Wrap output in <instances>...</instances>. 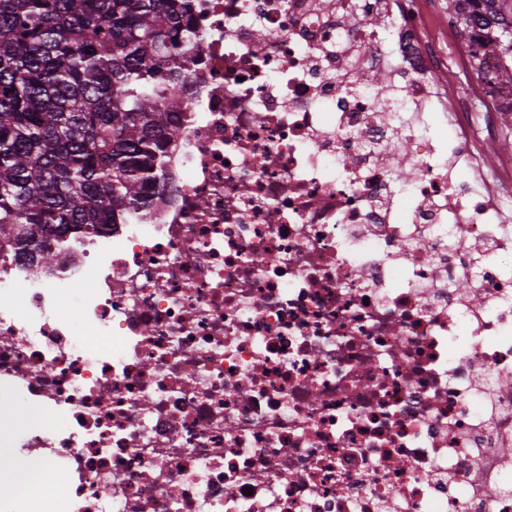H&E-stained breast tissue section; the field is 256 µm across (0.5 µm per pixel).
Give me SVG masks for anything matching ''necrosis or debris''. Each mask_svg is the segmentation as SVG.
Here are the masks:
<instances>
[{
    "label": "necrosis or debris",
    "mask_w": 512,
    "mask_h": 512,
    "mask_svg": "<svg viewBox=\"0 0 512 512\" xmlns=\"http://www.w3.org/2000/svg\"><path fill=\"white\" fill-rule=\"evenodd\" d=\"M192 5L165 203L0 240V447L67 480L20 512H512V155L412 0Z\"/></svg>",
    "instance_id": "obj_1"
}]
</instances>
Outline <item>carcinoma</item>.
Segmentation results:
<instances>
[{"mask_svg":"<svg viewBox=\"0 0 512 512\" xmlns=\"http://www.w3.org/2000/svg\"><path fill=\"white\" fill-rule=\"evenodd\" d=\"M448 8L468 48H499L481 81L512 87V0ZM198 41L190 0H0V238L16 256L52 259L28 224H115L161 194L185 108L167 65Z\"/></svg>","mask_w":512,"mask_h":512,"instance_id":"carcinoma-1","label":"carcinoma"}]
</instances>
